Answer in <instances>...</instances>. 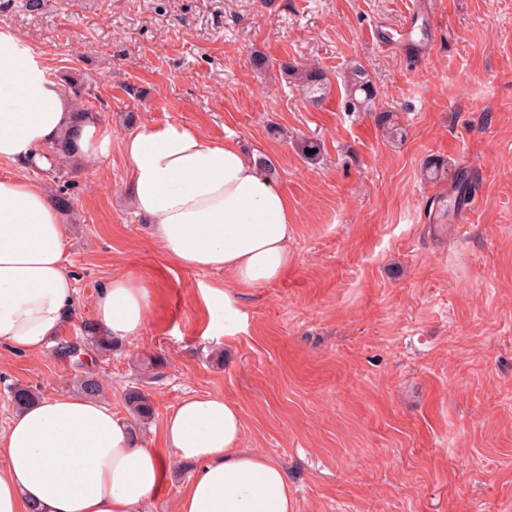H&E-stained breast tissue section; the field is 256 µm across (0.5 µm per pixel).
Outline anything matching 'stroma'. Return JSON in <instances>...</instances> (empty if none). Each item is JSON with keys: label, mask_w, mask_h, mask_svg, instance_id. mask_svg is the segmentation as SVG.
I'll return each mask as SVG.
<instances>
[{"label": "stroma", "mask_w": 512, "mask_h": 512, "mask_svg": "<svg viewBox=\"0 0 512 512\" xmlns=\"http://www.w3.org/2000/svg\"><path fill=\"white\" fill-rule=\"evenodd\" d=\"M22 2L0 0V30L55 76L83 74L88 121L111 129L112 152L27 168L68 200L77 305L42 354L0 344V430L12 387L74 394L89 372L125 421V388L149 393L155 415L136 430L153 448L186 395L236 404L244 445L284 468L295 512H512V0H50L38 14ZM257 54L317 65L330 85L303 96L254 69ZM354 63L379 111L345 110L340 75ZM383 109L401 137L381 126ZM144 122L269 158L288 196L294 261L235 295L237 335L208 331L224 313L201 288L223 272L169 264L128 205L121 139ZM302 138L320 140L318 160ZM433 157L448 176L428 182ZM127 272L155 290L148 322L98 351V292ZM62 343L78 356L60 358ZM155 354L166 365L152 379L137 361Z\"/></svg>", "instance_id": "stroma-1"}]
</instances>
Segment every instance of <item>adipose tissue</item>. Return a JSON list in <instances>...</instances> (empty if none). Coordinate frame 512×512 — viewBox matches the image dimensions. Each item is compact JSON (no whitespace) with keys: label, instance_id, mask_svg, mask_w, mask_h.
I'll list each match as a JSON object with an SVG mask.
<instances>
[{"label":"adipose tissue","instance_id":"adipose-tissue-1","mask_svg":"<svg viewBox=\"0 0 512 512\" xmlns=\"http://www.w3.org/2000/svg\"><path fill=\"white\" fill-rule=\"evenodd\" d=\"M49 66L20 36L0 31V163L23 165L66 129L76 150L107 156L112 131L84 124ZM130 201L174 265L224 272L202 290L235 335L231 295L279 281L293 263L287 195L235 144L197 129L141 125L122 142ZM69 230L44 188L0 178V343L41 353L76 304L66 267ZM154 290L131 274L112 277L95 315L106 336L139 335ZM244 416L218 395L184 398L164 418L163 449L140 440L100 398L53 395L14 415L0 431V512H147L171 464L194 468L176 512H294L279 464L244 448Z\"/></svg>","mask_w":512,"mask_h":512}]
</instances>
